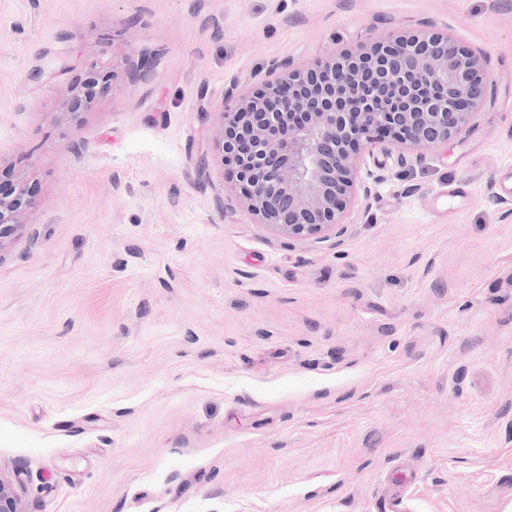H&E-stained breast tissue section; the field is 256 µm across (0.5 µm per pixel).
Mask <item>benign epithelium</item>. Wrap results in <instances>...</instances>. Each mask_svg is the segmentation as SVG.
Masks as SVG:
<instances>
[{
	"mask_svg": "<svg viewBox=\"0 0 512 512\" xmlns=\"http://www.w3.org/2000/svg\"><path fill=\"white\" fill-rule=\"evenodd\" d=\"M277 68L278 79H260L225 105L213 142L250 213L292 239L342 224L362 152L446 144L489 91L485 58L431 30L386 35L304 69ZM109 81L88 68L71 84L70 111L91 105ZM31 203L29 188L0 169V246ZM0 512H23L2 479Z\"/></svg>",
	"mask_w": 512,
	"mask_h": 512,
	"instance_id": "1",
	"label": "benign epithelium"
}]
</instances>
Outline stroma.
Listing matches in <instances>:
<instances>
[{"mask_svg": "<svg viewBox=\"0 0 512 512\" xmlns=\"http://www.w3.org/2000/svg\"><path fill=\"white\" fill-rule=\"evenodd\" d=\"M428 25L487 59L462 134L362 157L385 178L341 235L259 224L228 94ZM510 163L512 0H0V165L34 191L0 247V477L24 512H375L409 464L406 512H504ZM111 75L102 74L95 68H88L84 75L76 78L70 88L69 109L77 112L87 108L109 87Z\"/></svg>", "mask_w": 512, "mask_h": 512, "instance_id": "1", "label": "stroma"}]
</instances>
